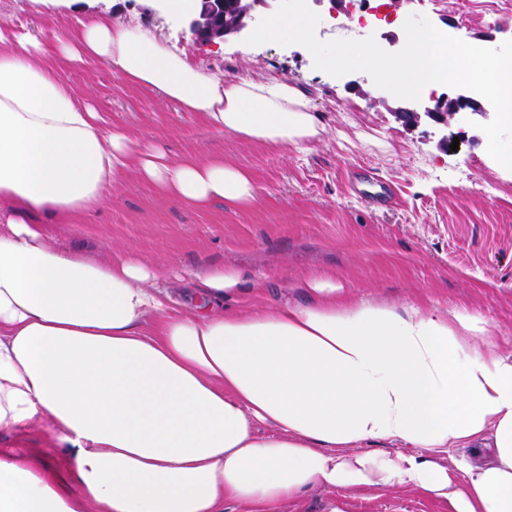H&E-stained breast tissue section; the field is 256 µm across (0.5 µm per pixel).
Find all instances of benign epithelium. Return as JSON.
Returning a JSON list of instances; mask_svg holds the SVG:
<instances>
[{
    "instance_id": "7a95c632",
    "label": "benign epithelium",
    "mask_w": 512,
    "mask_h": 512,
    "mask_svg": "<svg viewBox=\"0 0 512 512\" xmlns=\"http://www.w3.org/2000/svg\"><path fill=\"white\" fill-rule=\"evenodd\" d=\"M162 5L174 6L189 32L202 41L211 42L216 38L236 36L247 37L256 23L260 12L269 7L270 0H239L237 16L232 20H221L224 0H160ZM399 115L412 123L428 119L436 124L448 126L452 123L466 125L474 116L487 117V112L469 90L461 88L453 98L441 97L434 104H417L406 108Z\"/></svg>"
}]
</instances>
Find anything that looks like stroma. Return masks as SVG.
I'll list each match as a JSON object with an SVG mask.
<instances>
[{"label": "stroma", "mask_w": 512, "mask_h": 512, "mask_svg": "<svg viewBox=\"0 0 512 512\" xmlns=\"http://www.w3.org/2000/svg\"><path fill=\"white\" fill-rule=\"evenodd\" d=\"M386 51L409 16L427 17L442 33L496 48L512 41V0H370ZM350 0H320L312 10L319 40L354 39ZM152 31L194 68L283 81L306 91L328 127L309 151L218 135L196 113L161 103L147 88L126 84L96 65L71 68L68 82L95 108L134 137L179 155L218 152L247 169L259 188L254 204L230 209L216 202L197 210L159 193L130 173L80 224H47L51 244L89 240L93 258L107 262L137 254L163 275L179 301L187 272L212 263L241 271L246 287L261 286L266 301L308 304L305 284L332 272L355 299L398 309L434 307L486 320L500 350L512 352V170L487 152L473 125L411 124L398 104L373 105L374 86L314 66L300 45H250L227 37L194 41L187 28L154 0H72L56 16L38 0H0V27H23L43 40L75 26L86 13ZM458 137V150L449 138ZM282 512H451L447 501L417 490L370 487L361 492L312 488Z\"/></svg>", "instance_id": "stroma-1"}]
</instances>
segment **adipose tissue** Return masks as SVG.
Returning a JSON list of instances; mask_svg holds the SVG:
<instances>
[{
    "label": "adipose tissue",
    "mask_w": 512,
    "mask_h": 512,
    "mask_svg": "<svg viewBox=\"0 0 512 512\" xmlns=\"http://www.w3.org/2000/svg\"><path fill=\"white\" fill-rule=\"evenodd\" d=\"M43 42L0 28V431L45 420L52 448L0 452V512H277L311 488L413 487L453 512H512V354L486 321L356 301L332 277L269 304L233 267L189 276L180 311L134 253L51 245L136 170L203 209L259 187L223 155L170 159L112 126L61 76L95 62L219 134L297 152L325 126L285 82L194 69L157 37L85 17ZM374 441L396 457L347 456ZM488 448L456 473L434 461ZM492 451L488 448H451L448 453L434 454V459L448 471L455 472L458 461L464 459L473 465L481 464L491 458Z\"/></svg>",
    "instance_id": "1"
}]
</instances>
